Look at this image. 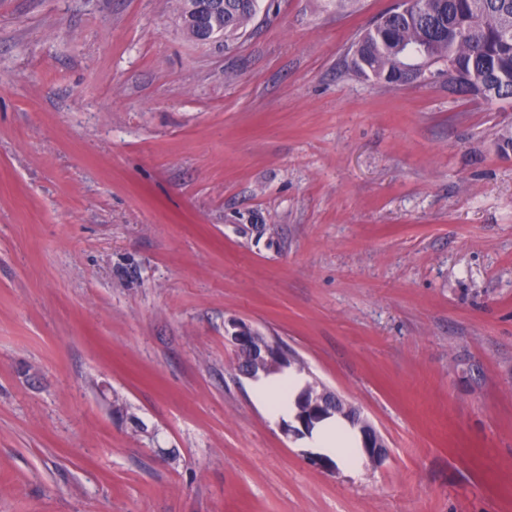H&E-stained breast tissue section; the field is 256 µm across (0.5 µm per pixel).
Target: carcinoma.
<instances>
[{
  "label": "carcinoma",
  "instance_id": "carcinoma-1",
  "mask_svg": "<svg viewBox=\"0 0 512 512\" xmlns=\"http://www.w3.org/2000/svg\"><path fill=\"white\" fill-rule=\"evenodd\" d=\"M187 36L208 41L246 31L259 0H176ZM451 63L461 90L487 101L512 98V0H400L354 45L350 68L396 87L433 80Z\"/></svg>",
  "mask_w": 512,
  "mask_h": 512
}]
</instances>
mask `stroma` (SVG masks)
<instances>
[{
    "label": "stroma",
    "instance_id": "1",
    "mask_svg": "<svg viewBox=\"0 0 512 512\" xmlns=\"http://www.w3.org/2000/svg\"><path fill=\"white\" fill-rule=\"evenodd\" d=\"M397 0H0V512H512V100L345 67ZM380 432L320 471L230 320ZM220 11H204L205 0H176L178 12L187 36L197 41H208L224 35L230 37L246 31L259 8L258 0H220ZM226 332L228 336L225 337L234 345L236 350L250 348L256 337L246 323L238 320H231ZM359 423L361 424L359 432L366 460L374 465L382 464L388 454L383 438L369 422L361 419Z\"/></svg>",
    "mask_w": 512,
    "mask_h": 512
}]
</instances>
